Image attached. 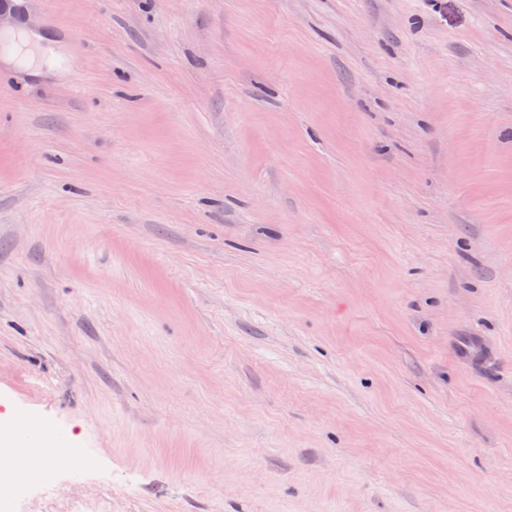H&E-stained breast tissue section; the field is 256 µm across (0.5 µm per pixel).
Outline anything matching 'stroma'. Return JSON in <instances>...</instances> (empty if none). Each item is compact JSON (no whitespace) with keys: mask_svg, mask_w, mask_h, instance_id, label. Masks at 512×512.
<instances>
[{"mask_svg":"<svg viewBox=\"0 0 512 512\" xmlns=\"http://www.w3.org/2000/svg\"><path fill=\"white\" fill-rule=\"evenodd\" d=\"M29 6L0 512H512V0ZM39 448L32 441L23 442L20 447L14 448L10 455V466L12 472L6 463L0 466V485L9 486L15 481H19L27 474V457L38 451ZM13 473V475H12Z\"/></svg>","mask_w":512,"mask_h":512,"instance_id":"obj_1","label":"stroma"}]
</instances>
